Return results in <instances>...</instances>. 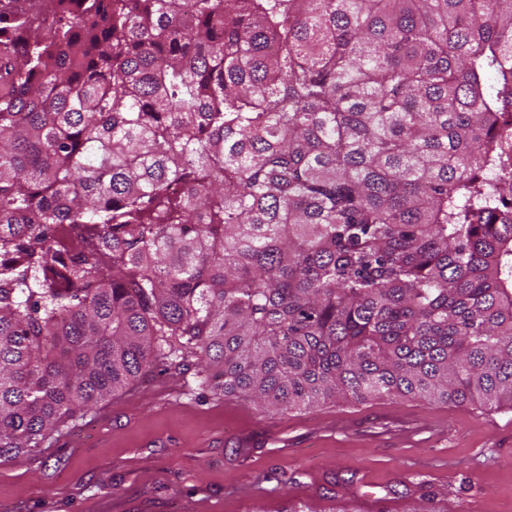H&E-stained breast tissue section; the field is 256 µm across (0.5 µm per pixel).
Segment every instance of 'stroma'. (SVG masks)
Here are the masks:
<instances>
[{
    "label": "stroma",
    "mask_w": 512,
    "mask_h": 512,
    "mask_svg": "<svg viewBox=\"0 0 512 512\" xmlns=\"http://www.w3.org/2000/svg\"><path fill=\"white\" fill-rule=\"evenodd\" d=\"M193 357L0 460V512H512V408L410 400L260 413ZM246 439V447L236 439Z\"/></svg>",
    "instance_id": "stroma-1"
}]
</instances>
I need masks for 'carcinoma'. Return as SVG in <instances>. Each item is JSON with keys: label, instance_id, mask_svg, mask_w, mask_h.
<instances>
[{"label": "carcinoma", "instance_id": "1", "mask_svg": "<svg viewBox=\"0 0 512 512\" xmlns=\"http://www.w3.org/2000/svg\"><path fill=\"white\" fill-rule=\"evenodd\" d=\"M18 2L0 459L180 348L262 411L512 402V0Z\"/></svg>", "mask_w": 512, "mask_h": 512}]
</instances>
